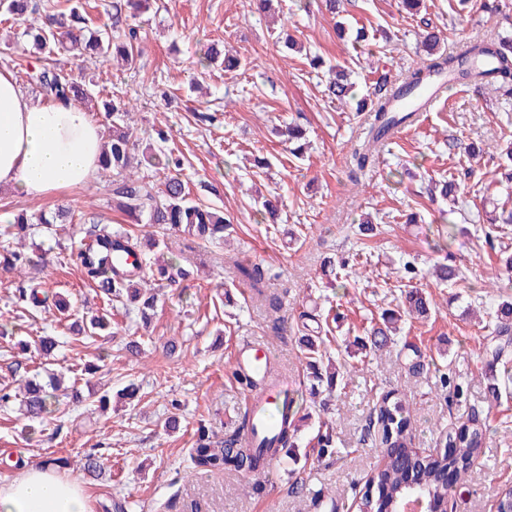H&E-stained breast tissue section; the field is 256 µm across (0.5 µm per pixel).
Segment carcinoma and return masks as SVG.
Segmentation results:
<instances>
[{"label":"carcinoma","mask_w":512,"mask_h":512,"mask_svg":"<svg viewBox=\"0 0 512 512\" xmlns=\"http://www.w3.org/2000/svg\"><path fill=\"white\" fill-rule=\"evenodd\" d=\"M32 10L30 0H0V14L3 21L22 28L21 37L26 41L22 51L35 49L40 63L38 71L27 74L28 80L39 89L48 104L71 102L85 106L87 89L67 67L72 65L71 58L93 56L95 58H119L134 69L140 63V30L131 24L122 25L121 16L112 15V30L91 31L86 19L76 10L66 14L56 9L45 11L40 25L28 21L27 14ZM428 43L427 59L420 66L407 72L400 80L386 78L376 83L377 89L371 99V123L365 137L352 155L359 169L373 162L385 137L392 126L412 121L414 113L393 111L392 102L404 88L426 83L429 75L446 72L457 83L463 85L478 82L507 84L512 81V56L501 53V48L509 46L503 39L486 38L475 40L467 47L468 58L436 52V43L440 36L429 32L424 37ZM499 57L490 70H474L470 62L480 58ZM221 63L224 72L233 73L241 67L238 56L227 53L223 61H218L214 48L207 49L200 58L203 68ZM348 73L343 68L334 72L329 81L328 92L336 98L349 93ZM105 121L104 144L100 160V170L115 171L121 176L119 183L112 189L113 206L135 222L162 225L168 229L188 233L203 241L224 237L225 227L230 218L220 209L201 200H193L179 173L171 168H180L181 162L172 155H165V163L160 169L167 171L165 192L159 197L152 193L148 183L127 178V172L133 169L134 149L137 142L136 130L130 124V109L119 97L104 103ZM75 209L71 206H59L55 215L47 218L36 217L39 224L73 221ZM84 236L76 250V259L83 267L88 281L109 301L123 296V290L131 291L130 299L139 303L141 318L149 316V310L156 303V294L151 288L140 289L136 284L145 281L143 261L130 265L125 263V255L141 251V241L126 233L112 230L111 225L92 221L83 228ZM232 267L245 281L254 298L268 303L278 310L277 298L266 294L265 274L255 265H249L239 259L231 260ZM430 305L423 293L410 288L402 294L398 309L381 315L372 324L366 335L353 341L356 352L377 353L389 347L398 321L404 316L426 317ZM494 328L490 343L485 347L490 356L489 392L492 398L500 400L509 395L507 383L512 380V302H501L493 315ZM321 324L320 316L308 315V321L301 324V336L298 344L304 351L307 364V377L310 381V394L324 390L332 393L336 389L339 371L333 367H322L321 346L324 340L321 331L310 327V323ZM51 395L47 390L30 378L23 386V416L30 424L43 422L50 413ZM297 400L290 396L279 407L278 443L281 448L296 446L299 427L294 416ZM411 410L406 401L388 392L381 396L369 417V428L373 432L376 447L382 449L383 465L377 469L365 483L360 497L361 512H392L393 501L401 497L410 488L421 490L427 496L429 506L438 507L448 503V478L464 482L467 472L477 459L483 447L486 426L482 423L481 411L473 406L467 421L448 428L442 435V451L419 452L411 448L410 432ZM248 414H243L238 430L224 438L214 434L201 433L190 450V459L194 467L210 472L234 471L244 475L258 474L265 468L264 454L260 450L244 446L242 432L247 428ZM338 453L333 433L325 431L317 436V455L331 458ZM103 463L100 457L88 453L80 460V469L91 477L102 473Z\"/></svg>","instance_id":"obj_1"}]
</instances>
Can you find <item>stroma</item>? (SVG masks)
Instances as JSON below:
<instances>
[{"label":"stroma","mask_w":512,"mask_h":512,"mask_svg":"<svg viewBox=\"0 0 512 512\" xmlns=\"http://www.w3.org/2000/svg\"><path fill=\"white\" fill-rule=\"evenodd\" d=\"M136 23L138 69L89 61L73 65V73L130 101L140 148L171 151L192 197L223 208L232 224L213 243L165 231L144 259L153 267H183L188 278L156 282L149 321L114 303L109 328L88 345L68 332L52 306L18 308L16 289L25 275L0 265V384L11 381L18 361L41 378L54 373L62 381L52 413L34 434L21 431V400L0 407V460L10 465L0 469V484L56 460L61 474L82 482L91 512H359L364 484L382 460L363 441V430L377 399L393 391L409 402L414 445L425 452L438 450L441 431L466 419L470 406L483 409L484 446L448 507L494 512L512 487V398H489L484 346L489 313L505 296L495 277L502 258L512 255V224L491 221L512 210V184L496 177L512 145V85L452 92L449 103L388 141L375 165L362 171L351 154L370 115L329 95L327 85L329 66L340 64L357 96H366L380 74L399 77L425 59L430 31L441 35L438 49L446 53L489 36L512 40V0H497L492 11L484 0H422L413 12L401 0H346L334 15L316 5L299 11L295 0H272L264 12L251 0H157ZM360 28L365 55L353 49ZM281 31L296 47L278 39ZM212 45L237 53L240 71L201 74L198 59ZM314 56L322 68L310 67ZM291 124L303 131L300 146L283 135ZM160 129L169 133L167 143L157 140ZM468 145L478 156L465 154ZM451 177L463 185L455 198L429 194V182ZM112 181V174L98 173L44 198L0 191V229L19 213L74 203L113 228L146 235L149 225L127 224L113 211ZM266 199L278 207L272 224L257 214ZM365 214L376 227L369 236L359 231ZM77 246L60 224L30 225L18 239L0 236V249L32 252L29 275L47 294L63 295L79 320L107 303L76 260ZM228 252L267 272L268 288L281 301L279 329L225 267ZM437 263L455 265L460 279L437 282L431 274ZM407 264L431 302L428 317L403 323L387 352L351 369L327 397L326 410L301 404L297 446L266 469L260 492L244 493L248 477L193 467L189 452L199 426L221 436L241 420L244 392L232 356L242 340L268 344L279 373L308 394L297 343L300 313H335L328 323L335 337L362 335L370 319L394 307ZM44 335L59 341L48 356L31 347ZM133 339L141 343L137 357L124 350ZM411 348L420 350L426 370L410 369ZM96 355V373H72ZM445 371L463 387L459 402L449 403L438 381ZM132 381L141 386L140 400L118 399ZM103 393L111 400L102 413L93 397ZM173 414L180 426L165 430ZM322 419L334 424L340 453L333 459L311 450ZM91 450L104 463L96 480L78 467ZM295 481L305 484L303 496L289 493Z\"/></svg>","instance_id":"stroma-1"}]
</instances>
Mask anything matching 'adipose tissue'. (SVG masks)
Segmentation results:
<instances>
[{"instance_id":"1","label":"adipose tissue","mask_w":512,"mask_h":512,"mask_svg":"<svg viewBox=\"0 0 512 512\" xmlns=\"http://www.w3.org/2000/svg\"><path fill=\"white\" fill-rule=\"evenodd\" d=\"M103 128L74 104L35 102L0 72V186L28 197L82 185L99 168ZM0 512H90L75 480L53 463L0 487Z\"/></svg>"}]
</instances>
